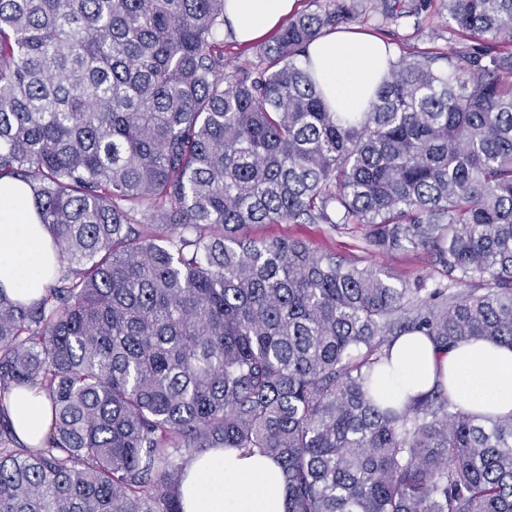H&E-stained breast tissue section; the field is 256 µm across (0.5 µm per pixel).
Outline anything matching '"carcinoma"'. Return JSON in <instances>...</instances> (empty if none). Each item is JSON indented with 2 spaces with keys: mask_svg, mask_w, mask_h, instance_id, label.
<instances>
[{
  "mask_svg": "<svg viewBox=\"0 0 512 512\" xmlns=\"http://www.w3.org/2000/svg\"><path fill=\"white\" fill-rule=\"evenodd\" d=\"M224 2L0 0V180L57 258L39 301L0 288V512H183L212 448L275 461L288 512H512V413L379 386L405 334L512 347V0H441L470 45L402 57L346 116L301 58L355 0L228 73ZM304 223L439 277L243 233ZM26 386L38 448L7 406ZM366 260L383 265L406 279H413L420 273L429 272L432 268L431 259L423 250H410L389 256L369 257ZM10 415L20 441L38 446L48 431L50 421L44 393L38 388L15 389L10 400Z\"/></svg>",
  "mask_w": 512,
  "mask_h": 512,
  "instance_id": "1",
  "label": "carcinoma"
}]
</instances>
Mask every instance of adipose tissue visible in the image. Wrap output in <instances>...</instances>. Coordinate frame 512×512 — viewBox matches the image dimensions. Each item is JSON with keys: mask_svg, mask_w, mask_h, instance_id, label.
I'll list each match as a JSON object with an SVG mask.
<instances>
[{"mask_svg": "<svg viewBox=\"0 0 512 512\" xmlns=\"http://www.w3.org/2000/svg\"><path fill=\"white\" fill-rule=\"evenodd\" d=\"M296 0H225L224 16L241 44L277 29ZM309 67L332 112L365 111L391 69L392 54L381 40L358 32H332L307 49ZM28 185L0 181V288L24 303L39 298L53 257ZM393 368L382 380L401 399L427 392L437 376H454L453 397L473 413H512V348L466 340L437 355L423 336H405L392 348ZM14 430L39 445L50 416L42 391L15 389L10 400ZM180 485L184 512H286L288 492L279 466L260 453L218 448L187 459Z\"/></svg>", "mask_w": 512, "mask_h": 512, "instance_id": "adipose-tissue-1", "label": "adipose tissue"}]
</instances>
